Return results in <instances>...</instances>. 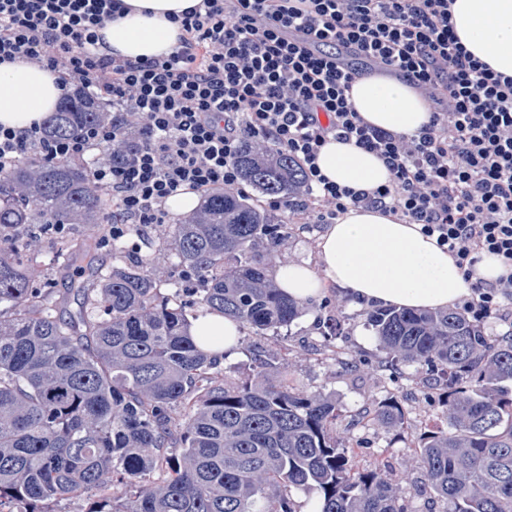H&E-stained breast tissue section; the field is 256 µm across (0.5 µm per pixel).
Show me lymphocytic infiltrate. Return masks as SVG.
<instances>
[{
  "label": "lymphocytic infiltrate",
  "instance_id": "obj_1",
  "mask_svg": "<svg viewBox=\"0 0 512 512\" xmlns=\"http://www.w3.org/2000/svg\"><path fill=\"white\" fill-rule=\"evenodd\" d=\"M114 0H0V61L58 72L117 111L80 135L53 139L43 124L0 127V171L28 151L39 160L81 159L137 139L124 162H98L92 177L112 193V234L162 224L167 200L238 184L242 144L262 139L298 160L316 219L378 207L435 237L465 276L483 254L509 272L476 281L464 308L475 319L512 302V78L474 58L457 37L451 0H199L175 16L177 45L140 63L97 51ZM394 74L432 104L416 135L373 127L346 92L360 71L342 50ZM138 112L132 131L122 111ZM381 157L391 177L364 191L338 185L316 160L328 136Z\"/></svg>",
  "mask_w": 512,
  "mask_h": 512
}]
</instances>
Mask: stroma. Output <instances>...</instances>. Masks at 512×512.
Returning a JSON list of instances; mask_svg holds the SVG:
<instances>
[{"label":"stroma","instance_id":"stroma-1","mask_svg":"<svg viewBox=\"0 0 512 512\" xmlns=\"http://www.w3.org/2000/svg\"><path fill=\"white\" fill-rule=\"evenodd\" d=\"M324 231V225L315 223L311 213L292 214L281 262L317 266V244ZM59 241L55 233L39 236L35 262L48 287L63 289L71 274L63 270L57 255ZM366 312V306L352 304L340 289L330 288L291 328L263 337L242 330L237 350L222 363L223 372L229 381H237L253 372L256 350L277 352L288 362V385L335 395L341 413L336 428L340 431L346 427L349 412L374 411L387 395L398 394L409 421L407 428L398 431L364 419L353 432L357 460L362 465L378 462L396 473L407 512H434L435 503L415 466V455L423 431L443 420L439 392L427 383L424 370L403 364L387 367L386 352L366 328ZM325 313L340 319L342 337L325 340L318 324L319 315ZM351 360L356 363L352 369L347 366Z\"/></svg>","mask_w":512,"mask_h":512}]
</instances>
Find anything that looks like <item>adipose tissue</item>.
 <instances>
[{"instance_id":"adipose-tissue-1","label":"adipose tissue","mask_w":512,"mask_h":512,"mask_svg":"<svg viewBox=\"0 0 512 512\" xmlns=\"http://www.w3.org/2000/svg\"><path fill=\"white\" fill-rule=\"evenodd\" d=\"M127 11L98 30L102 53L144 62L168 54L180 29L172 15L197 0H120ZM454 30L475 58L512 77V0H454ZM346 96L370 125L414 135L429 122L428 105L406 83L374 74L357 79ZM61 100L58 75L36 64L0 63V126L24 129L55 112ZM318 167L329 180L373 190L390 178L376 154L336 139L321 148ZM319 265H278L275 279L290 296L308 301L337 287L357 304L417 310L445 309L472 294L469 281L435 238L378 208L351 207L329 225L319 244ZM196 341L213 352L233 354L237 322L209 315L192 328Z\"/></svg>"}]
</instances>
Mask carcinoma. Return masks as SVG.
<instances>
[{"mask_svg":"<svg viewBox=\"0 0 512 512\" xmlns=\"http://www.w3.org/2000/svg\"><path fill=\"white\" fill-rule=\"evenodd\" d=\"M113 111L78 85L46 131L73 137ZM93 163L29 153L0 172V512H60L74 498L82 512H297L292 491L312 487L315 512H407L392 472L357 465L336 437L333 396L283 384V363L265 353L228 383L224 357L190 334L208 314L265 336L304 312L268 274L282 224L252 196L207 193L164 250L110 273L97 240H62L85 279L62 296L36 287L26 253L37 234L108 223L112 194L93 183ZM236 163L260 195L306 187L298 161L259 143ZM162 260L181 274L167 294ZM367 329L391 362L442 383L445 426L421 435L416 458L439 512H512V335L494 339L452 308L380 307ZM372 420L402 425L398 396Z\"/></svg>","mask_w":512,"mask_h":512,"instance_id":"carcinoma-1","label":"carcinoma"}]
</instances>
